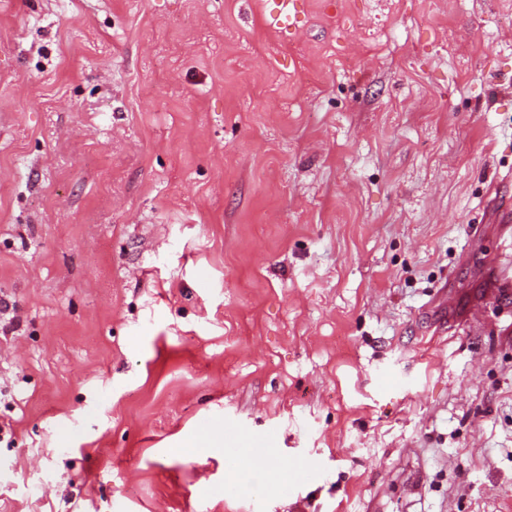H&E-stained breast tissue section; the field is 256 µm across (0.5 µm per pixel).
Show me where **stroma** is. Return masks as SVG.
I'll list each match as a JSON object with an SVG mask.
<instances>
[{
	"label": "stroma",
	"instance_id": "35a3bbf8",
	"mask_svg": "<svg viewBox=\"0 0 512 512\" xmlns=\"http://www.w3.org/2000/svg\"><path fill=\"white\" fill-rule=\"evenodd\" d=\"M302 3L0 0V512H512V0ZM272 2L270 14L275 22V29L282 35L287 36L292 28L298 24L299 0H269Z\"/></svg>",
	"mask_w": 512,
	"mask_h": 512
}]
</instances>
